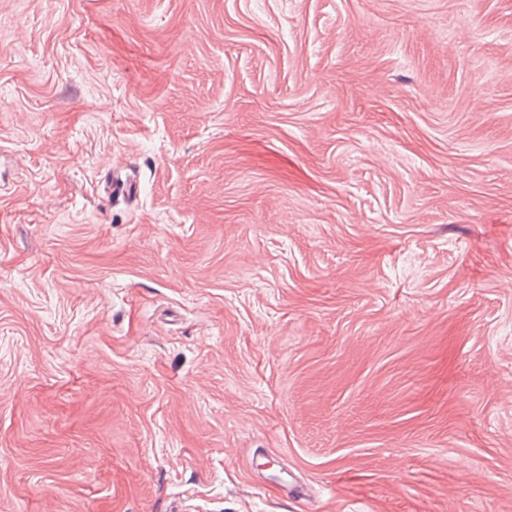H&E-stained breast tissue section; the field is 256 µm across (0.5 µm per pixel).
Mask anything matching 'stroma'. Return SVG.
<instances>
[{
	"label": "stroma",
	"instance_id": "obj_1",
	"mask_svg": "<svg viewBox=\"0 0 512 512\" xmlns=\"http://www.w3.org/2000/svg\"><path fill=\"white\" fill-rule=\"evenodd\" d=\"M0 512H512V0H0Z\"/></svg>",
	"mask_w": 512,
	"mask_h": 512
}]
</instances>
